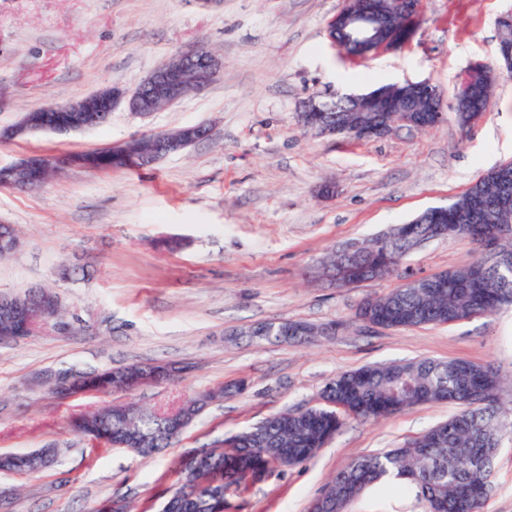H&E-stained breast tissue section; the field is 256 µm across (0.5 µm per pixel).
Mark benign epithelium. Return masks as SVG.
Segmentation results:
<instances>
[{
    "label": "benign epithelium",
    "mask_w": 512,
    "mask_h": 512,
    "mask_svg": "<svg viewBox=\"0 0 512 512\" xmlns=\"http://www.w3.org/2000/svg\"><path fill=\"white\" fill-rule=\"evenodd\" d=\"M388 13L398 17L399 24L389 26L383 34L376 35L378 8L373 0H343L342 7L328 24L329 38L341 31L345 38L354 43L365 58L384 51H395L406 45L414 35L419 18L420 0H386ZM224 69L223 59L212 51L195 50L178 55L177 61H169L158 66L132 91L115 82L95 93L64 103L54 108L62 113V118L54 125L47 122L42 109L35 108L23 113L15 124L0 128V142L24 140L38 132L73 133L94 128L109 121L112 111L124 104L140 116L147 117L181 100L187 91L201 93L220 76ZM512 76V42L500 43L499 56L493 65L476 63L458 77L454 86V104H459L481 92L486 79H499ZM400 96H416L425 107L418 110L395 111L380 115L375 120L357 125L350 130L347 126L321 114V106L310 103L305 110L307 127L320 135H353L361 139H379L391 133L398 124L409 125L420 130L430 129L444 119L443 96L439 87L430 81L396 83ZM207 136V129L200 125H189L177 132H164L152 135V140L144 142L136 137L117 146L95 151L73 152L61 160L55 156L41 154L28 155L4 167H0V179L5 183L26 187L63 166L97 169V158L105 157L112 165L132 161L150 166L158 160L187 150ZM500 184L503 192L501 203H512V168L500 169ZM485 259L473 268L472 278L483 277L486 266L491 262L501 265L503 271L511 273L512 264L503 258L499 241L484 237ZM61 299L48 294L36 304L15 299L0 303V321L5 325L29 323L38 320L44 324L55 321ZM39 384L58 397L70 396L72 378H60L56 374L44 372ZM312 512H338L336 493L324 492L312 503Z\"/></svg>",
    "instance_id": "1"
}]
</instances>
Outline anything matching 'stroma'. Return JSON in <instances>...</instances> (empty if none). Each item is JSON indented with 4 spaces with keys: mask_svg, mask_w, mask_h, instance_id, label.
Segmentation results:
<instances>
[{
    "mask_svg": "<svg viewBox=\"0 0 512 512\" xmlns=\"http://www.w3.org/2000/svg\"><path fill=\"white\" fill-rule=\"evenodd\" d=\"M342 0H0V127L22 113L118 82L136 88L172 55L207 49L224 72L149 118L125 107L108 125L38 133L0 143V166L30 154L60 155L120 144L146 132L209 127L208 139L135 171L65 168L43 186L0 187V224L20 246L0 260V291L56 287L70 333L0 342V453L57 448L54 465L28 476L0 473L8 512H90L115 497L157 512L191 449L285 409L319 404L325 382L366 364L433 358L493 365L512 399V306L451 325L397 330L355 318L361 300L401 284L333 288L311 279L325 254L362 242L464 193L512 161V79H500L482 118L463 129L454 111L428 130L399 125L380 139L322 136L300 115L309 102L376 83L428 80L452 95L458 75L497 58L500 16L512 0H423L402 49L348 57L328 38ZM177 237L182 249L158 248ZM473 244L439 238L405 264L430 276L470 264ZM85 279L59 281L62 262ZM336 324L308 342L259 343L272 321ZM171 363L175 384L134 398L159 405L221 385L240 392L209 405L162 454L94 448L70 432L81 412L125 401L122 393L56 397L37 386L48 370H104ZM415 407L377 422L348 419L317 455L228 492L226 512H307L326 482L361 453L403 444L457 414ZM351 512H424L414 496L369 487ZM486 512H512V440L494 462Z\"/></svg>",
    "mask_w": 512,
    "mask_h": 512,
    "instance_id": "35a3bbf8",
    "label": "stroma"
}]
</instances>
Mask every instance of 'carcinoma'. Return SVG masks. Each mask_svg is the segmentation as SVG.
I'll return each instance as SVG.
<instances>
[{"instance_id": "cac0c4a2", "label": "carcinoma", "mask_w": 512, "mask_h": 512, "mask_svg": "<svg viewBox=\"0 0 512 512\" xmlns=\"http://www.w3.org/2000/svg\"><path fill=\"white\" fill-rule=\"evenodd\" d=\"M337 120L353 127L367 118L358 96L336 98ZM498 193L496 172L491 170L453 201L465 210L478 198H492ZM503 228L511 234L502 239L500 248L512 253V207L489 209L480 225L450 222L443 235L466 238L478 243L476 233ZM391 238H372L364 245V261L380 268L379 277L396 274L406 280L415 273L402 268V261L413 250L410 239L390 230ZM448 288L437 295L428 288L401 285L383 295L365 297L357 310L368 309L388 321V329H412L441 325L468 318L478 302L493 307L504 294L512 291V281L499 271H489L478 290L464 287L470 267L449 270ZM459 360L436 361L417 359L404 363L365 365L330 379L321 398L347 402L349 416L378 420L412 407L453 401L461 411L448 418L447 435L435 441L430 433L407 441L398 448L355 458L325 486L327 490L350 492L342 501V509L355 501L371 485L385 478L405 481L404 489L425 503L427 512H448L459 490L467 488L480 494L474 512H483L493 485V465L479 452L489 450L505 436H512V409L500 396L501 380L490 364L484 372L466 375L459 370ZM172 407H146L137 417L125 413V404L117 403L84 414L70 421L74 432L106 447L123 448L144 457L145 448L161 450L171 446L173 438L161 426L175 414ZM336 418V409L324 404L303 409H289L267 417L257 426L236 434L240 445L225 448L206 464L218 484L205 485L197 463L182 460L178 486L167 492L161 512H225V493L238 489L248 481H258L257 474L269 464L288 458V468L300 465L314 456L344 426ZM58 448H38L29 453L0 456V471L36 474L55 461Z\"/></svg>"}]
</instances>
